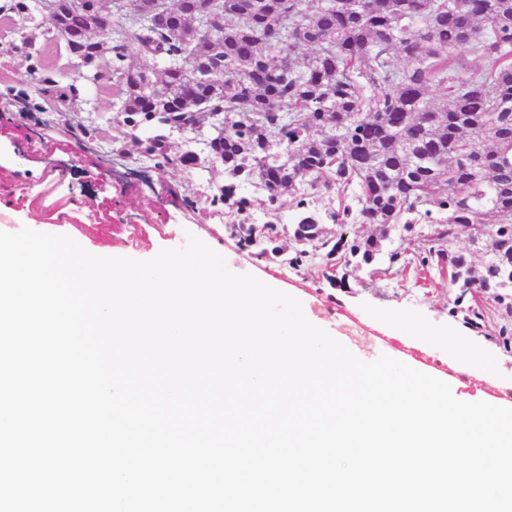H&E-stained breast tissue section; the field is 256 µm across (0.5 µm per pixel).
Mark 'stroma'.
I'll use <instances>...</instances> for the list:
<instances>
[{
	"mask_svg": "<svg viewBox=\"0 0 512 512\" xmlns=\"http://www.w3.org/2000/svg\"><path fill=\"white\" fill-rule=\"evenodd\" d=\"M0 116V224H27L32 230L66 235L102 257L149 260L164 249H182L196 236L220 254L237 274H250L298 299L305 317L371 362L386 355L440 380L454 369L466 372L464 382L449 381L462 401L498 403L512 390V351L474 332L451 316L447 275L437 270L413 272L380 257L369 266H349L344 286L321 276V264L300 270L289 266L294 243L281 234L280 257L256 259L241 249L229 228L238 223L232 209L209 211L206 195L222 170L173 172L150 169L147 181L129 171L139 164L137 153L125 167L105 165L111 138L78 147L66 132L71 115H47L45 122L20 117L12 102ZM334 304L344 318L365 332L367 342L350 336L342 320L324 314ZM466 338L469 354L457 348ZM493 362L485 364L482 355Z\"/></svg>",
	"mask_w": 512,
	"mask_h": 512,
	"instance_id": "35a3bbf8",
	"label": "stroma"
}]
</instances>
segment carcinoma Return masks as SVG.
<instances>
[{"mask_svg": "<svg viewBox=\"0 0 512 512\" xmlns=\"http://www.w3.org/2000/svg\"><path fill=\"white\" fill-rule=\"evenodd\" d=\"M0 0L12 27L0 69L18 59L26 78L0 97L28 114L77 112L94 88L112 95V154L133 145L158 169L223 167L206 202L242 215L241 247L267 258L276 220L293 212L288 264L371 265L388 228L412 237L411 256L389 262L448 270L452 316L512 349V0H381L372 11L332 0H161L166 21L124 10L123 0ZM112 30L98 31L102 8ZM67 52L72 72L55 57ZM486 61L474 66L470 57ZM221 120L200 151L170 134ZM79 141L103 129L78 124ZM262 207L258 224L251 209ZM376 224L380 232L324 236L322 225ZM430 226L429 232L422 225ZM488 229L475 267L461 230Z\"/></svg>", "mask_w": 512, "mask_h": 512, "instance_id": "cac0c4a2", "label": "carcinoma"}]
</instances>
